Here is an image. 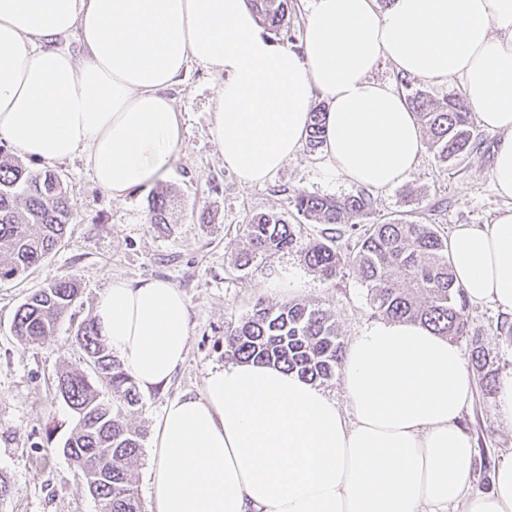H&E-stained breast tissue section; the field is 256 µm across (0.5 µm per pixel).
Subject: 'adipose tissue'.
<instances>
[{
  "label": "adipose tissue",
  "mask_w": 512,
  "mask_h": 512,
  "mask_svg": "<svg viewBox=\"0 0 512 512\" xmlns=\"http://www.w3.org/2000/svg\"><path fill=\"white\" fill-rule=\"evenodd\" d=\"M77 36L70 52L62 42ZM460 80L499 134L492 180L510 200L493 224L458 225L448 260L469 300L512 313V0H313L300 47L275 43L247 0H0V140L38 166L83 155L112 198L161 176L182 147L170 90L197 64L223 74L212 130L224 166L252 186L306 139L315 98L318 168L384 190L415 169L421 127L379 61ZM99 333L141 390L166 386L188 351L190 314L169 282L112 279ZM348 410L263 363L210 372L170 398L150 468L151 512H512V459L472 489L459 425L473 395L459 348L417 323H370L344 355Z\"/></svg>",
  "instance_id": "ef3b65f1"
}]
</instances>
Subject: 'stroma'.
I'll list each match as a JSON object with an SVG mask.
<instances>
[{
	"label": "stroma",
	"mask_w": 512,
	"mask_h": 512,
	"mask_svg": "<svg viewBox=\"0 0 512 512\" xmlns=\"http://www.w3.org/2000/svg\"><path fill=\"white\" fill-rule=\"evenodd\" d=\"M222 81V75L195 64L172 90L184 147L150 186L114 199L96 185L81 157L54 164L70 191L73 220L68 233L31 271L0 281V475L12 484L11 495L0 501V512H100L62 453L75 418L57 397L55 383L62 370L85 368L74 335L81 323L93 318L95 302L112 278L166 280L184 293L190 308L184 364L166 387L143 394L128 416L144 435L132 476L145 508L150 505L154 428L164 405L177 394L199 392L208 373L224 367L228 325L249 314L257 301H284V294L271 290L273 280L288 273L300 279L303 288L295 299L332 314L343 343L374 321L367 288L352 265L329 281L297 249L259 257L246 269L237 265L236 256L246 245L245 226L253 215L276 212L300 225L302 241H312L320 238L322 227L297 215L293 196L305 191L343 200L360 188L337 176L324 177L314 165L316 151L308 145L271 181L241 184L225 169L211 133L213 102ZM498 140V134L482 130L478 148L446 166L423 151L403 182L371 192L369 214L354 217V224L363 230L404 218L435 225L448 238L458 225L491 223L508 206L491 178ZM161 189L174 195L176 204L167 224L158 226L148 221V199ZM63 277L81 293L55 334L38 344L15 336L14 316L26 297ZM505 319L491 303H470L469 333L455 341L465 354L471 338H478L499 380L512 375V341L499 333ZM459 423L474 442L473 487L488 489L494 467L512 457V428L501 419L497 395L475 388Z\"/></svg>",
	"instance_id": "1"
}]
</instances>
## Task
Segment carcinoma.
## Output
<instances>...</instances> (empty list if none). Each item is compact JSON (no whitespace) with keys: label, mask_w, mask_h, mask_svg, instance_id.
Masks as SVG:
<instances>
[{"label":"carcinoma","mask_w":512,"mask_h":512,"mask_svg":"<svg viewBox=\"0 0 512 512\" xmlns=\"http://www.w3.org/2000/svg\"><path fill=\"white\" fill-rule=\"evenodd\" d=\"M268 30L288 32V0H247ZM400 82L418 123L430 136V149L442 163L453 162L477 145L473 113L463 96L431 102L415 82ZM319 104L310 113L308 141L323 143V116ZM172 200L157 191L149 200V223H167ZM368 194L360 192L343 201L314 193L294 197L298 215L322 224V240L304 248L307 265L326 280L349 263L357 268L368 288L375 313L391 320L418 322L439 336L468 334V298L455 283L448 261V244L431 224L394 219L372 224L357 236L355 251L343 255L334 247L336 236L354 231L352 216L367 213ZM72 224L69 190L56 173L25 167L0 147V280L12 279L39 264L65 238ZM248 251L239 257L247 268L257 256L298 246L295 225L271 212L254 216L246 225ZM78 295L69 279L61 278L27 297L13 322L16 336L38 343L54 334L60 318ZM91 373L66 370L57 377L56 392L76 418L62 452L97 499L100 512H141L131 470L142 448V434L127 422L142 397L121 361L108 351L94 320L84 321L74 336ZM224 355L237 361L280 366L312 382L331 379L344 358L336 322L319 308L288 301L269 306L257 303L250 315L224 334ZM469 357L485 391H494L492 371L478 340L470 343ZM105 387L112 400L100 398Z\"/></svg>","instance_id":"1"}]
</instances>
